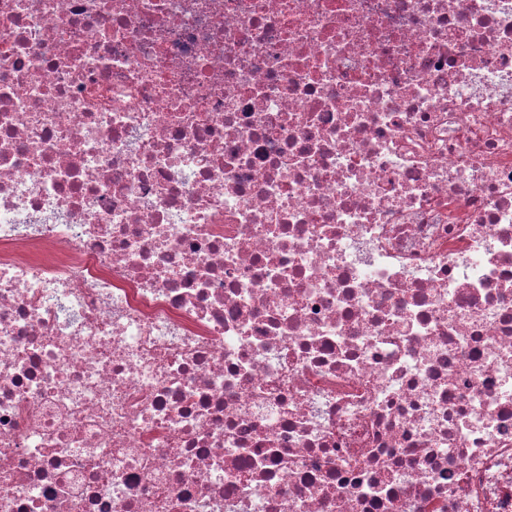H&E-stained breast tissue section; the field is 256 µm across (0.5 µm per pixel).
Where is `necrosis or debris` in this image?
Returning a JSON list of instances; mask_svg holds the SVG:
<instances>
[{
    "label": "necrosis or debris",
    "instance_id": "obj_1",
    "mask_svg": "<svg viewBox=\"0 0 512 512\" xmlns=\"http://www.w3.org/2000/svg\"><path fill=\"white\" fill-rule=\"evenodd\" d=\"M0 512H512V0H0Z\"/></svg>",
    "mask_w": 512,
    "mask_h": 512
}]
</instances>
